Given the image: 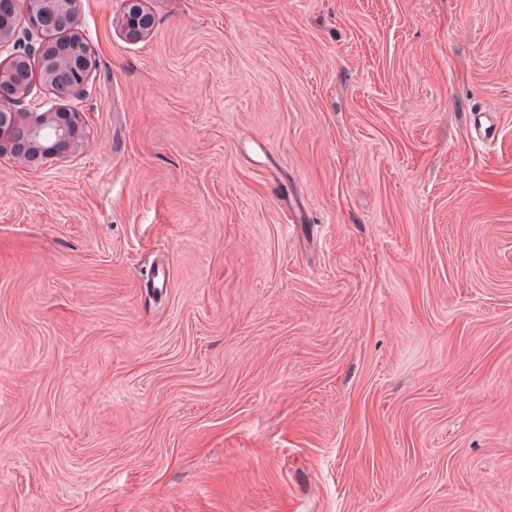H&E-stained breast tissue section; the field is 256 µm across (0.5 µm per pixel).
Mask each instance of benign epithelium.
Returning <instances> with one entry per match:
<instances>
[{"label":"benign epithelium","instance_id":"benign-epithelium-1","mask_svg":"<svg viewBox=\"0 0 512 512\" xmlns=\"http://www.w3.org/2000/svg\"><path fill=\"white\" fill-rule=\"evenodd\" d=\"M81 0H25L27 26L0 23V85L10 82L13 67L26 63L37 72L52 96L40 102L29 99L32 86L17 94L0 92V150L8 149L23 164H31L24 154L35 145L39 160L69 153L84 135L80 113L66 107V102L87 94L94 52L81 35L73 36L77 53L57 54L43 32L38 16L64 12L77 16ZM154 16L143 0H122L120 26L132 41L146 38L154 28Z\"/></svg>","mask_w":512,"mask_h":512}]
</instances>
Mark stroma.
Here are the masks:
<instances>
[{"mask_svg":"<svg viewBox=\"0 0 512 512\" xmlns=\"http://www.w3.org/2000/svg\"><path fill=\"white\" fill-rule=\"evenodd\" d=\"M144 5L0 151V512H512V0ZM143 0H123L120 26L128 40L146 38L154 28V16L143 6Z\"/></svg>","mask_w":512,"mask_h":512,"instance_id":"35a3bbf8","label":"stroma"}]
</instances>
